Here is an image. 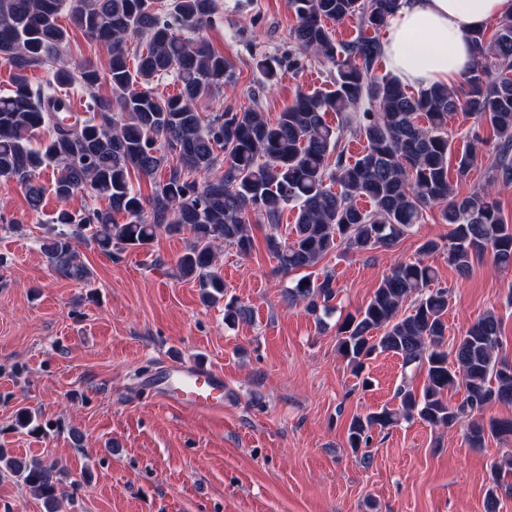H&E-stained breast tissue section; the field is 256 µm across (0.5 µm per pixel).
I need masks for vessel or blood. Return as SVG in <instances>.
Here are the masks:
<instances>
[{
    "label": "vessel or blood",
    "instance_id": "b4317fda",
    "mask_svg": "<svg viewBox=\"0 0 512 512\" xmlns=\"http://www.w3.org/2000/svg\"><path fill=\"white\" fill-rule=\"evenodd\" d=\"M224 387L223 371L172 360L158 379L156 394L184 410L220 414L224 411Z\"/></svg>",
    "mask_w": 512,
    "mask_h": 512
}]
</instances>
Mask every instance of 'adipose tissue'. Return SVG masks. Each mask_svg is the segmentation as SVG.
<instances>
[{
  "label": "adipose tissue",
  "mask_w": 512,
  "mask_h": 512,
  "mask_svg": "<svg viewBox=\"0 0 512 512\" xmlns=\"http://www.w3.org/2000/svg\"><path fill=\"white\" fill-rule=\"evenodd\" d=\"M512 15V0H401L382 40L389 70L423 88L453 85L474 62L473 34Z\"/></svg>",
  "instance_id": "1"
}]
</instances>
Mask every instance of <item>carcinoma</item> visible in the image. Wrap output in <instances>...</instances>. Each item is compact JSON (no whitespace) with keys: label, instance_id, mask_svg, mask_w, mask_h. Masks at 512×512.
Wrapping results in <instances>:
<instances>
[{"label":"carcinoma","instance_id":"1","mask_svg":"<svg viewBox=\"0 0 512 512\" xmlns=\"http://www.w3.org/2000/svg\"><path fill=\"white\" fill-rule=\"evenodd\" d=\"M63 2L0 0V61L12 70L13 83L0 96V186L23 189L37 212L45 194L39 176L50 166L56 169L52 191L63 207L41 248L58 277L91 285L76 248L80 240L112 255L148 248L163 232L187 231L193 241L177 261L179 276L198 281L203 301L216 303L224 297V277L215 243L250 254L255 217L269 228L267 248L279 271H306L284 289L288 305L318 315L331 309L339 293L332 276L312 272L326 255L338 248H390L437 205L450 226L446 242L428 240L420 253H443L461 276L486 256L498 267H512V226L493 198L512 186V16L498 20L490 36L476 33L475 62L459 88L433 85L414 93L395 77L375 75L382 57L377 37L340 41L327 26L355 19L376 32L399 0H290L296 20L290 37L298 50L335 68L333 89L298 92L271 123L255 109L227 106L209 116L197 109L200 99L234 76L231 60L204 34L218 0H69L71 26L108 48L103 74L89 62L63 58L70 39L59 21ZM135 36L146 41L132 51L128 41ZM49 64L53 80L33 85L28 72ZM257 66L266 83L278 82L280 59L266 56ZM169 74L177 93L161 97L155 82ZM103 79L111 86L110 98L95 93ZM57 84L82 87L86 110L66 111ZM330 112L335 125L327 119ZM458 112L489 127L497 139L491 180L468 195L459 194L448 177V119ZM349 135L366 142L354 160L340 150ZM475 160L472 144L456 157L457 177H466ZM215 170L221 174L213 177ZM136 175L153 181L150 197L134 190ZM85 192L108 201L106 209L65 207ZM359 197L372 208H359ZM289 207L294 224L282 239L278 230ZM435 276L423 259L400 262L364 307L336 324L337 350L362 388L372 386L364 370L373 356L392 354L402 362L398 408L352 417L347 442L355 454L369 447L378 427L417 419L449 430L494 404L512 403V364L497 355L501 321L493 312L484 314L447 349L448 289L430 288ZM408 301L411 307L402 309ZM249 316L237 299L224 302V323ZM419 372L425 380L418 391L412 379ZM453 388L464 394L454 405L448 402ZM15 425L30 434L43 432L28 408L16 410ZM463 436L470 448H483L490 438L512 439V419H474ZM0 463L50 512L68 496L56 463L12 459L4 448ZM492 470L485 509L499 512L497 488L512 477V451Z\"/></svg>","mask_w":512,"mask_h":512}]
</instances>
